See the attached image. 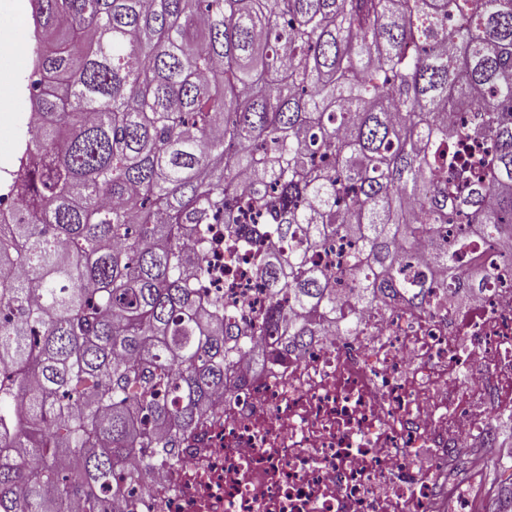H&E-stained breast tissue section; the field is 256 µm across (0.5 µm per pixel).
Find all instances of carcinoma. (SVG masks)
Segmentation results:
<instances>
[{
    "mask_svg": "<svg viewBox=\"0 0 512 512\" xmlns=\"http://www.w3.org/2000/svg\"><path fill=\"white\" fill-rule=\"evenodd\" d=\"M32 137L0 219V512H137L240 353L476 291L512 262V0H33ZM448 170L444 183L432 178ZM464 222L470 233L443 227ZM269 300L200 290L212 225ZM358 244L346 305L316 252ZM138 455L141 468L120 474ZM67 459L72 471H60Z\"/></svg>",
    "mask_w": 512,
    "mask_h": 512,
    "instance_id": "carcinoma-1",
    "label": "carcinoma"
}]
</instances>
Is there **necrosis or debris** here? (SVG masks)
<instances>
[{
    "label": "necrosis or debris",
    "instance_id": "1",
    "mask_svg": "<svg viewBox=\"0 0 512 512\" xmlns=\"http://www.w3.org/2000/svg\"><path fill=\"white\" fill-rule=\"evenodd\" d=\"M213 231L202 286L254 322L268 291ZM434 277L429 305L373 302L355 334L324 327L282 362L241 354L236 386L151 473L140 512H477V479L448 471L494 439L484 416L512 377V268L466 298Z\"/></svg>",
    "mask_w": 512,
    "mask_h": 512
}]
</instances>
